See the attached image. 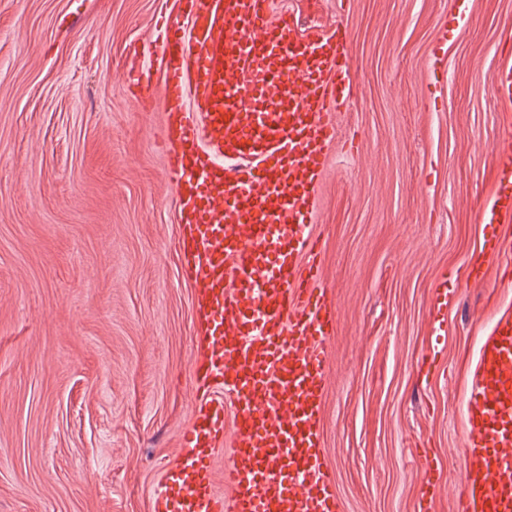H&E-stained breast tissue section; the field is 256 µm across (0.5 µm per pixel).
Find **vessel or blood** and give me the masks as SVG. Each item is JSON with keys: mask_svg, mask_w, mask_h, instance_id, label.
<instances>
[{"mask_svg": "<svg viewBox=\"0 0 512 512\" xmlns=\"http://www.w3.org/2000/svg\"><path fill=\"white\" fill-rule=\"evenodd\" d=\"M155 40L181 276L194 288L195 405L153 512H340L320 441L334 301L310 231L350 92L344 28L300 33L271 0H176ZM484 259L512 263L487 241ZM463 512H512V314L481 339L465 396ZM228 451L224 485L213 462ZM421 504L442 469L424 456Z\"/></svg>", "mask_w": 512, "mask_h": 512, "instance_id": "b4317fda", "label": "vessel or blood"}]
</instances>
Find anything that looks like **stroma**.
I'll list each match as a JSON object with an SVG mask.
<instances>
[{"label": "stroma", "mask_w": 512, "mask_h": 512, "mask_svg": "<svg viewBox=\"0 0 512 512\" xmlns=\"http://www.w3.org/2000/svg\"><path fill=\"white\" fill-rule=\"evenodd\" d=\"M172 6L0 0V512H153L181 452L193 288L162 116L126 79ZM273 7L349 34L352 89L312 226L336 311L321 434L341 512H418L423 446L444 467L430 512H460L468 370L512 312V271L472 272L488 238H512L483 220L512 149L495 93L512 0Z\"/></svg>", "instance_id": "35a3bbf8"}]
</instances>
